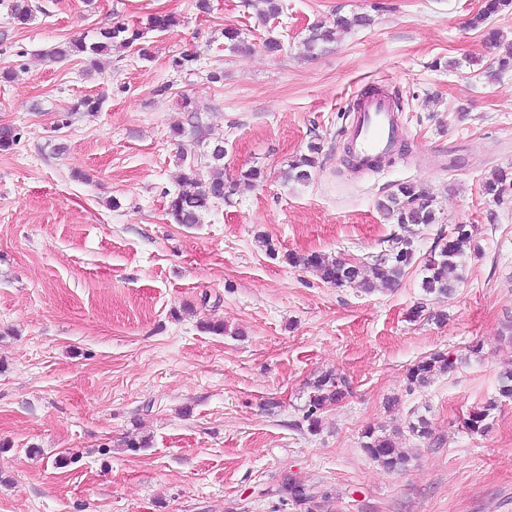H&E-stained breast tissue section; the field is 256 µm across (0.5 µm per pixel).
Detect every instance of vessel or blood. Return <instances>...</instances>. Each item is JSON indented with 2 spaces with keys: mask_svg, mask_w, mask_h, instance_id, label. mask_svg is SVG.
I'll list each match as a JSON object with an SVG mask.
<instances>
[{
  "mask_svg": "<svg viewBox=\"0 0 512 512\" xmlns=\"http://www.w3.org/2000/svg\"><path fill=\"white\" fill-rule=\"evenodd\" d=\"M401 135L388 97L367 98L355 108L350 126L351 146L363 168H370L377 157L391 154Z\"/></svg>",
  "mask_w": 512,
  "mask_h": 512,
  "instance_id": "1",
  "label": "vessel or blood"
}]
</instances>
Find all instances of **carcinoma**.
<instances>
[{"mask_svg": "<svg viewBox=\"0 0 512 512\" xmlns=\"http://www.w3.org/2000/svg\"><path fill=\"white\" fill-rule=\"evenodd\" d=\"M260 7L258 14L264 18H275L283 12L281 0H256ZM512 4V0H482L479 11L473 15L468 24L472 28L484 31L485 42L498 50L486 66L488 73L502 71L512 67V40L488 26V20ZM7 8L14 21L19 25L29 24L37 11L32 0H7ZM371 18L365 14L352 16L338 15L332 24L317 23L309 29L304 41L308 52L322 44L334 41L336 31L365 27ZM145 30L125 23L117 22L99 32L97 38L88 42L83 38H73L60 43L42 54L50 60L67 57H82L89 67L97 66L101 55L116 49H127L144 39ZM224 49L231 53L249 50L242 38L240 29L227 26L224 28ZM101 101L85 97L72 106L70 111L62 114L58 126L66 127L72 113L81 109L96 112ZM181 107L186 114L183 125L173 130V137L190 142V151L180 153L183 171L180 176L178 191L167 202V215L175 224H199L203 215L217 202L228 205L238 194L241 185L252 186L262 178V171L250 168L242 172L238 179L224 178V141L210 137L208 127L204 124L199 107L191 99L184 97ZM321 146L311 143L307 152L295 157L284 171V180L295 184H307L311 181L318 167ZM512 187V171L496 170L482 184L485 196L500 199L507 188ZM378 209L387 220L407 229L413 224H435L438 221L433 207V197L419 183L405 181L395 185V189L377 203ZM472 231L466 224H457L448 234H439L430 253L423 258L424 275L420 288L427 296H452L463 280L466 249L471 245ZM287 259L294 265L310 269L319 278L338 287L361 284L370 289L379 284L387 289L399 286L406 270L415 262L416 248L407 236L394 234L387 239V248L370 262L346 261L330 257L324 253L287 254ZM454 367V361L443 353H435L414 363L407 369L406 381L409 388H424L430 385L436 376L444 374ZM349 382L326 374L314 384V393L309 396L306 421L308 430L316 433L320 423L317 413L328 405L336 404L346 397ZM512 397V367L499 374L498 397L486 401L474 408L464 420V427L472 434L483 435L489 431L493 421V411L498 407V398ZM412 418L407 422V429L413 435L437 443L433 439L430 423L423 415L411 412ZM361 444L363 452L387 471H401L410 461V456L397 446L394 435L368 427L363 432ZM279 496L289 500L304 512H316L318 499L324 494L317 487L304 481L298 473L290 470L284 475L279 486Z\"/></svg>", "mask_w": 512, "mask_h": 512, "instance_id": "obj_1", "label": "carcinoma"}]
</instances>
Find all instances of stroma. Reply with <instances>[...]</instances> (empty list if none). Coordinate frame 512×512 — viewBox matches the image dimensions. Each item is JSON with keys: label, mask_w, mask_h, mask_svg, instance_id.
Segmentation results:
<instances>
[{"label": "stroma", "mask_w": 512, "mask_h": 512, "mask_svg": "<svg viewBox=\"0 0 512 512\" xmlns=\"http://www.w3.org/2000/svg\"><path fill=\"white\" fill-rule=\"evenodd\" d=\"M37 3L24 26L0 8V69L16 73L0 84V126L18 134L0 151V512H300L273 492L289 469L325 492L319 512H512V400L487 435L462 427L512 365V190L481 191L512 167V68L485 71L493 51L468 25L481 0H284L270 20L251 0H210L206 13L195 0ZM338 13L373 22L307 52L309 27ZM156 14L178 23L148 30ZM119 20L146 28L150 58L116 50L89 73L40 56ZM228 25L249 51L225 50ZM184 52L197 60L179 72L171 59ZM372 86L399 100L406 143L355 173L348 114ZM84 96L100 111L73 112ZM185 97L224 142L225 179L264 172L198 224L165 214ZM311 142L322 147L311 183L284 182ZM403 181L422 184L439 217L410 226L418 254L440 229L472 227L451 298L423 300L416 265L370 293L288 262L371 261L398 230L377 202ZM436 352L456 366L408 390L407 367ZM328 373L351 392L313 435L306 403ZM415 410L438 445L405 430ZM369 426L399 428L406 470L363 453ZM131 437L147 447H126ZM507 186L508 188L512 187V171L498 169L482 184V193L485 196L500 200Z\"/></svg>", "instance_id": "obj_1"}]
</instances>
